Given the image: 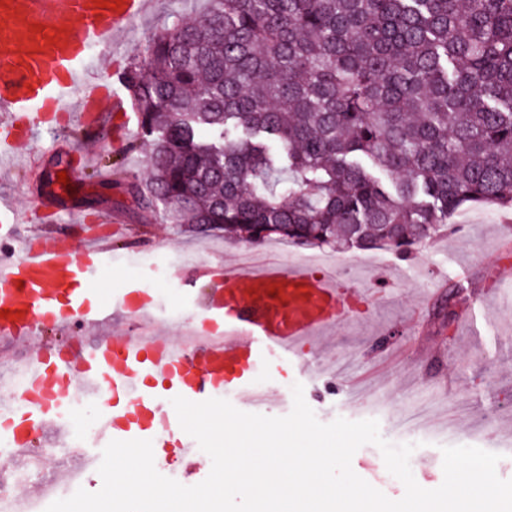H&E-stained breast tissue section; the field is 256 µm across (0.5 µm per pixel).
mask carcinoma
<instances>
[{
	"instance_id": "carcinoma-1",
	"label": "carcinoma",
	"mask_w": 512,
	"mask_h": 512,
	"mask_svg": "<svg viewBox=\"0 0 512 512\" xmlns=\"http://www.w3.org/2000/svg\"><path fill=\"white\" fill-rule=\"evenodd\" d=\"M120 74L175 224L299 246L430 239L512 208V0H207Z\"/></svg>"
}]
</instances>
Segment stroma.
<instances>
[{
  "label": "stroma",
  "mask_w": 512,
  "mask_h": 512,
  "mask_svg": "<svg viewBox=\"0 0 512 512\" xmlns=\"http://www.w3.org/2000/svg\"><path fill=\"white\" fill-rule=\"evenodd\" d=\"M205 7V0H150L129 34L116 36L111 51L97 55L93 72L117 81L149 37ZM140 132L131 111L113 114L91 133L59 112L50 126L21 143L0 174V199L27 210L33 221L62 230L78 246L111 238L112 253L97 274L105 300L117 301L124 288L147 283L156 323L171 328L180 313L200 321L201 301L212 288L210 272L224 262L286 264L308 254V247L276 237L253 243L171 223L162 208L120 188L102 194L99 183L112 163L146 178L144 153L125 150ZM62 169L69 185L57 180ZM505 218L492 204L465 208L452 228L404 255L390 248H323L324 257L357 287H369L375 275L392 286L363 319L328 335L324 362L278 373L254 369L255 386L278 396L275 404L258 407V414L288 415L292 387L299 383L319 421L375 419L387 441L417 442L410 466L422 488L441 485V449L451 445L500 454L497 474L512 479V310L506 302L512 230ZM479 313L484 323L468 330L464 317ZM154 465L161 475L192 486L209 475L211 459L202 451L186 459L170 447L155 452ZM352 468L388 498L403 496V484L387 471L376 446H362Z\"/></svg>",
  "instance_id": "obj_1"
}]
</instances>
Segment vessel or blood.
Instances as JSON below:
<instances>
[{
    "mask_svg": "<svg viewBox=\"0 0 512 512\" xmlns=\"http://www.w3.org/2000/svg\"><path fill=\"white\" fill-rule=\"evenodd\" d=\"M147 0H122L118 9L96 0H0V150L13 149L44 123L49 112L75 100L79 122L98 125L104 105L121 108L118 92L105 88L85 60L91 45L109 48ZM24 253L0 265V336L26 344L32 326L45 321L62 331L102 325L112 308L93 282L112 250L111 240L74 250L59 231H38ZM214 294L202 303L200 330L206 343L185 352L178 337L154 331L148 339L128 333L100 336L84 352L62 357L34 350L27 358L23 408L0 404V440L9 456L29 445L36 428L55 429L66 440L63 421L74 391L93 392L113 404L99 414L101 444L145 439L162 448L177 442L183 457L193 443L178 437L180 424L168 407L180 395L201 402L228 389H245L252 371L271 358L297 361L310 342L354 314L363 298L340 270L311 271L262 263L225 265L212 273ZM122 311L151 316L148 288L137 283L125 293Z\"/></svg>",
    "mask_w": 512,
    "mask_h": 512,
    "instance_id": "1",
    "label": "vessel or blood"
}]
</instances>
